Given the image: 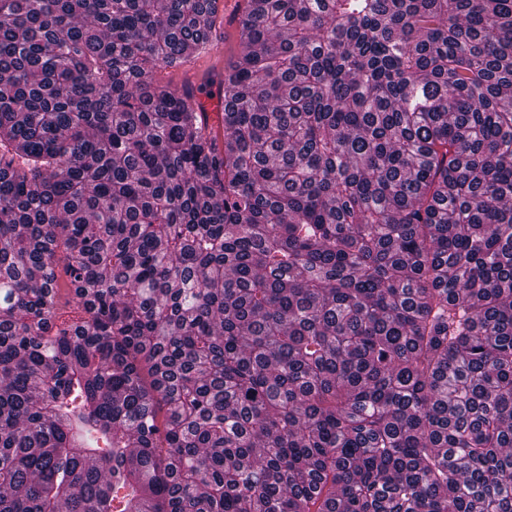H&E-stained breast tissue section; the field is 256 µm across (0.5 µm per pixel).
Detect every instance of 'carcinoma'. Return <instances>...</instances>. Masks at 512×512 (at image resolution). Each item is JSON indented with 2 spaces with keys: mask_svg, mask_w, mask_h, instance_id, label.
I'll return each mask as SVG.
<instances>
[{
  "mask_svg": "<svg viewBox=\"0 0 512 512\" xmlns=\"http://www.w3.org/2000/svg\"><path fill=\"white\" fill-rule=\"evenodd\" d=\"M219 12L0 0V512H512V0ZM221 16L223 14V6L221 4ZM233 3L232 0H226L224 1V12L225 15L233 12L234 8L231 6ZM236 11V9H235ZM233 12V18L234 16H238L237 12ZM225 15H224V39L222 37V43H223V53L222 55H211L210 53L204 52L201 49L193 50L190 52V54L187 56V61L193 62L194 66L198 70H205V71H212L217 68H221L224 70V62L227 60L228 55L230 53V49L234 45V35H235V27L234 20H232L229 23H225ZM222 43L221 42H213L212 46L210 48V51L212 54L221 53L222 50ZM197 100L204 106L209 127H219L224 112V85L217 83L207 92L197 94ZM55 272L59 286V316L60 319H74L82 316L81 310L77 309L73 300L70 282L65 273L66 262L64 254L58 253Z\"/></svg>",
  "mask_w": 512,
  "mask_h": 512,
  "instance_id": "cac0c4a2",
  "label": "carcinoma"
}]
</instances>
